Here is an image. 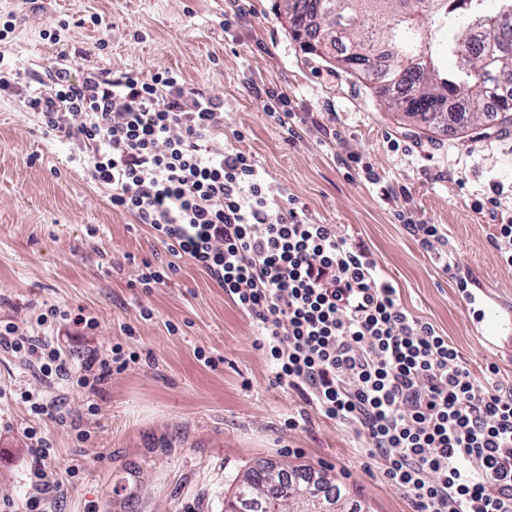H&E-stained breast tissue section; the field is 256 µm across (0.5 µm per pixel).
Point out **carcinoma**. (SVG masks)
<instances>
[{
  "mask_svg": "<svg viewBox=\"0 0 512 512\" xmlns=\"http://www.w3.org/2000/svg\"><path fill=\"white\" fill-rule=\"evenodd\" d=\"M488 0H278L291 38L323 58L324 34L340 45L337 62L368 84L386 111L426 117L442 111L470 126L486 118L496 99L498 126L512 123V0L494 9ZM258 495L241 498V487L224 497V512H271L263 490L271 483L260 469L244 473Z\"/></svg>",
  "mask_w": 512,
  "mask_h": 512,
  "instance_id": "cac0c4a2",
  "label": "carcinoma"
}]
</instances>
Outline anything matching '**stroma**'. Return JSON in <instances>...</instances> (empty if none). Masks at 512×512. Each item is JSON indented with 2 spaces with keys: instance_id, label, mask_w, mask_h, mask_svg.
<instances>
[{
  "instance_id": "stroma-1",
  "label": "stroma",
  "mask_w": 512,
  "mask_h": 512,
  "mask_svg": "<svg viewBox=\"0 0 512 512\" xmlns=\"http://www.w3.org/2000/svg\"><path fill=\"white\" fill-rule=\"evenodd\" d=\"M9 19L6 47L27 70L82 50L89 66L171 68L188 86L223 97L225 140L252 155L312 221L368 248L401 305L447 336L478 380L512 388V351L484 347L456 281L401 221L443 225L460 276L512 314V266L492 246L497 224L512 218V126L487 135L452 123L407 125L364 83L302 52L275 0H46L40 10L0 0V24ZM55 19L69 23L56 42L43 36ZM270 91L287 95L305 120L303 138L289 140L266 114ZM495 184L503 188L496 207L487 202ZM167 257L147 227L113 210L65 144L43 134L36 114L0 95V319L24 322L44 303L80 308L99 327L75 342L73 356L116 342L141 354L96 393L64 395V413L91 432L84 443L11 399L36 380L0 355V500L24 499L31 458L23 430L38 425L67 487L56 512H222L243 471L269 463L319 471L368 512H413L361 453L353 429L271 385L258 325L206 274L183 261L152 293L132 286L141 259ZM144 307L151 319H140ZM201 350L218 366L199 360ZM302 416L306 424L289 427Z\"/></svg>"
}]
</instances>
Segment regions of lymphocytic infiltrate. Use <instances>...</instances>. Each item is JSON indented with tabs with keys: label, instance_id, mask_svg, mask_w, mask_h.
I'll use <instances>...</instances> for the list:
<instances>
[{
	"label": "lymphocytic infiltrate",
	"instance_id": "1",
	"mask_svg": "<svg viewBox=\"0 0 512 512\" xmlns=\"http://www.w3.org/2000/svg\"><path fill=\"white\" fill-rule=\"evenodd\" d=\"M22 94L71 161L110 192L113 210L147 226L172 255L142 260L144 293L188 259L262 325L255 345L272 386L322 418L353 427L415 512H512V389L481 384L431 323L411 315L362 244L313 222L253 157L224 141V100L179 72L101 70L63 53L44 74L0 52V92ZM83 311L41 306L27 329L0 319V354L38 377L20 392L31 414L88 430L60 409L59 390L93 392L140 361L115 343L74 359L61 339L90 336ZM32 465L21 512H52L63 492L41 428L24 430Z\"/></svg>",
	"mask_w": 512,
	"mask_h": 512
}]
</instances>
